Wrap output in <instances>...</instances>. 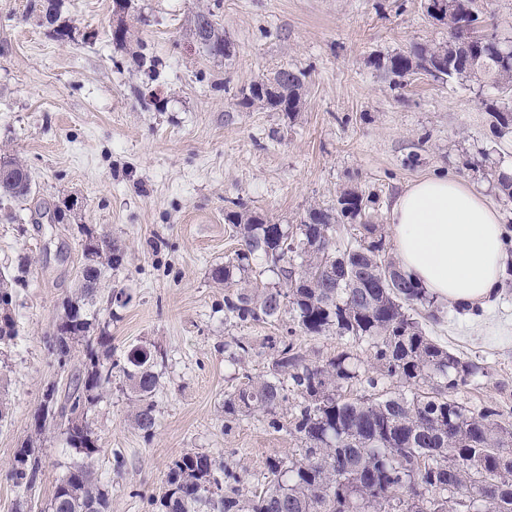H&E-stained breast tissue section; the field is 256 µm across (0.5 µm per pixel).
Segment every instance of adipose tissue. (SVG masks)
<instances>
[{
	"label": "adipose tissue",
	"instance_id": "ef3b65f1",
	"mask_svg": "<svg viewBox=\"0 0 512 512\" xmlns=\"http://www.w3.org/2000/svg\"><path fill=\"white\" fill-rule=\"evenodd\" d=\"M390 224L401 270L439 303L471 317L496 300L512 249L484 191L447 175L419 179L395 199Z\"/></svg>",
	"mask_w": 512,
	"mask_h": 512
}]
</instances>
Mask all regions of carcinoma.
<instances>
[{"label":"carcinoma","mask_w":512,"mask_h":512,"mask_svg":"<svg viewBox=\"0 0 512 512\" xmlns=\"http://www.w3.org/2000/svg\"><path fill=\"white\" fill-rule=\"evenodd\" d=\"M61 0H31L46 19L58 20ZM471 0L441 19L448 41L417 43L389 58L387 73L404 78L419 61L446 53L453 70L444 76L465 82L491 81L501 94L512 92V43L487 44L468 36ZM212 13L196 15V35L210 54L224 55V34ZM270 83L275 96L261 93L263 82L242 90L241 105L255 104L288 117L304 105V73L283 68ZM486 111L500 135L512 134V103L492 101ZM15 180L0 181V198L27 200L33 193L30 171L6 153ZM363 198L343 190L336 207H313L288 231L259 215L228 216L238 247L211 269L213 283L227 288L224 316L275 322L285 312L293 326L271 341L275 354L267 374L246 377L224 395V429L237 416L260 412L264 425L285 430L300 447L288 461H266L267 484L241 493L239 476L214 456L181 454L169 466L159 500L161 512H512V422L504 413L475 409L459 397L471 385L478 366L428 334L418 315L436 319L434 299L407 278L386 244L380 224L363 222ZM359 223L361 231L342 238L340 225ZM83 246L95 247L96 267L81 272L79 286L63 302L49 348L59 366L67 365L74 345L85 349L86 363L68 403L50 410L40 406L34 429L41 434L66 418L63 435L75 461L62 478L48 512H105L108 490L93 478L100 452L92 408L112 390L118 376L136 394L130 421L147 436L154 434V400L159 382L158 354L131 347L112 359L109 322L89 307L102 278L119 269L124 248L110 234L77 225ZM261 259L277 282L239 285L235 272L253 271ZM28 259L16 273L0 275V345L18 336L12 315L10 283L28 275ZM333 335L341 350L321 364L302 352L303 336ZM366 341L370 363L351 345ZM43 449L29 441L19 448L6 478L23 491L35 488Z\"/></svg>","instance_id":"carcinoma-1"}]
</instances>
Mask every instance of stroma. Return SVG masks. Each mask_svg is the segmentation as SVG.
Listing matches in <instances>:
<instances>
[{"instance_id":"1","label":"stroma","mask_w":512,"mask_h":512,"mask_svg":"<svg viewBox=\"0 0 512 512\" xmlns=\"http://www.w3.org/2000/svg\"><path fill=\"white\" fill-rule=\"evenodd\" d=\"M201 10L223 30L229 55L199 43ZM59 21L72 39L54 38L30 0H0V150L18 154L35 183L31 200L0 199V273L19 257L30 263L15 287L17 344L0 358V512H15L5 473L28 440L45 450L30 512H45L72 460L58 430L35 436L34 415L48 385L65 404L83 367L82 348L63 370L49 352L84 263L80 224L125 250L94 306L110 321L114 358L134 345L163 356L152 436L130 423L134 395L124 382L93 412L94 476L110 487L107 512H159L153 500L168 467L190 450L223 457L246 491L262 488L267 458L294 457L297 443L255 413L225 430L224 395L244 375L267 373L268 339L290 318L225 319V290L210 270L236 247L227 213L292 228L352 189L369 222L385 225L409 183L445 172L485 187L512 233V201L495 179L512 168V135L500 136L485 109L498 89L425 72L397 84L375 67L413 43L447 40L423 0H130L121 17L112 0H62ZM119 24L129 31L123 46L111 39ZM282 68L306 74L301 112L241 106L243 88ZM117 285L133 297L112 313ZM437 317L430 335L490 373L462 399L512 406V272L482 320L445 306ZM236 339L254 351L234 365Z\"/></svg>"}]
</instances>
